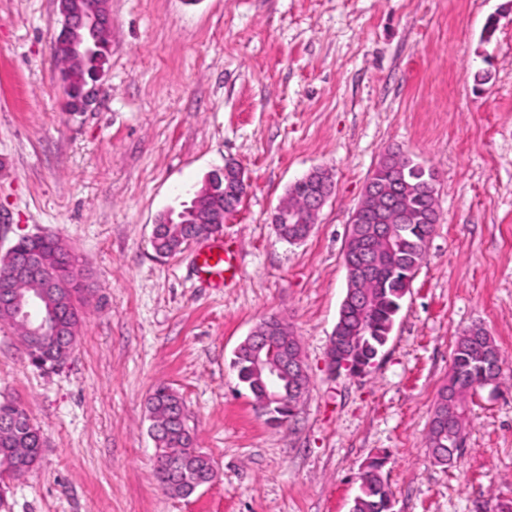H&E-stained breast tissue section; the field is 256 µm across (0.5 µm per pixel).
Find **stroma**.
I'll list each match as a JSON object with an SVG mask.
<instances>
[{"label":"stroma","instance_id":"1","mask_svg":"<svg viewBox=\"0 0 512 512\" xmlns=\"http://www.w3.org/2000/svg\"><path fill=\"white\" fill-rule=\"evenodd\" d=\"M95 104L64 108L56 0H0V255L61 238L88 277L68 361L31 365L0 323V397L45 445L0 512H349L385 457L393 512H496L512 501V0H110ZM496 30L486 35L488 19ZM398 149L436 176L439 222L390 339L363 376L326 352L345 295V234L366 180ZM237 162L247 193L220 233L240 274L199 285L191 243L151 245L163 214ZM327 169L335 192L291 245L271 217ZM297 336L309 391L268 425L236 347L267 316ZM497 343V391L470 395L461 456L426 448L457 336ZM181 398L218 477L162 490L146 399Z\"/></svg>","mask_w":512,"mask_h":512}]
</instances>
